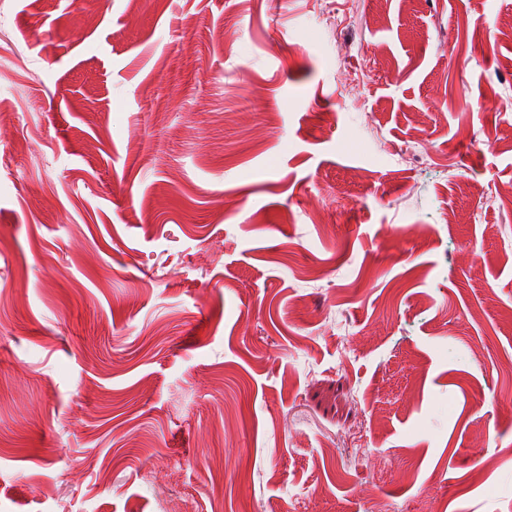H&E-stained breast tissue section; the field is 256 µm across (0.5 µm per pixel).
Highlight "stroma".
<instances>
[{
    "label": "stroma",
    "instance_id": "stroma-1",
    "mask_svg": "<svg viewBox=\"0 0 512 512\" xmlns=\"http://www.w3.org/2000/svg\"><path fill=\"white\" fill-rule=\"evenodd\" d=\"M0 101V512H512V0H0Z\"/></svg>",
    "mask_w": 512,
    "mask_h": 512
}]
</instances>
